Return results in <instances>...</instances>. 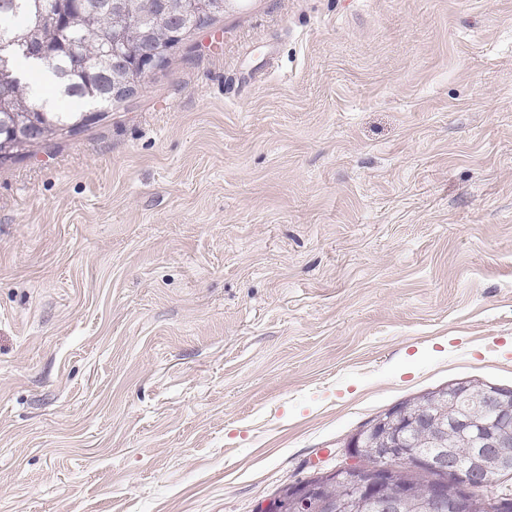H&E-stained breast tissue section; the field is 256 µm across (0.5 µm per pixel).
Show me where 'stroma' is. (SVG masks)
Here are the masks:
<instances>
[{
	"label": "stroma",
	"mask_w": 512,
	"mask_h": 512,
	"mask_svg": "<svg viewBox=\"0 0 512 512\" xmlns=\"http://www.w3.org/2000/svg\"><path fill=\"white\" fill-rule=\"evenodd\" d=\"M512 387V0H238L0 164V512H258Z\"/></svg>",
	"instance_id": "1"
}]
</instances>
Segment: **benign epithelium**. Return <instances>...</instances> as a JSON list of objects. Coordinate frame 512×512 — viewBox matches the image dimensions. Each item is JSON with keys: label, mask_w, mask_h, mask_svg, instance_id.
Instances as JSON below:
<instances>
[{"label": "benign epithelium", "mask_w": 512, "mask_h": 512, "mask_svg": "<svg viewBox=\"0 0 512 512\" xmlns=\"http://www.w3.org/2000/svg\"><path fill=\"white\" fill-rule=\"evenodd\" d=\"M199 0H174L178 11L205 18ZM171 51L158 35L150 49L112 54L115 62L147 75ZM355 460L292 484L260 512H307L327 499L335 512H508L512 500L495 493V475L512 467V388L476 380L449 384L424 399L389 409L346 444ZM467 456L468 478L456 488L433 485L407 500L393 494L399 466L450 475Z\"/></svg>", "instance_id": "1"}]
</instances>
